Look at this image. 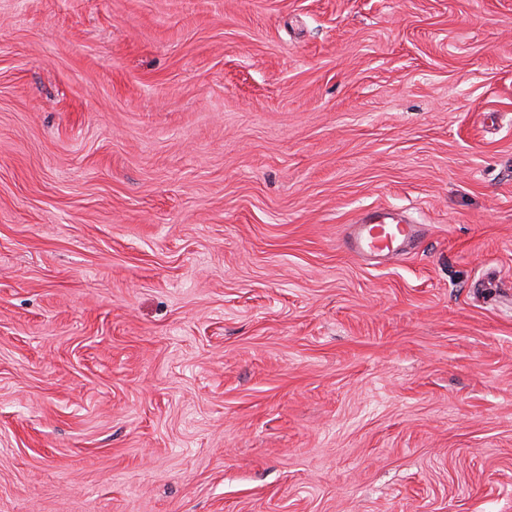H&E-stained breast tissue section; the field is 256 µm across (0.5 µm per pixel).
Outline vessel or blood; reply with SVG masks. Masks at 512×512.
Listing matches in <instances>:
<instances>
[{"instance_id":"1","label":"vessel or blood","mask_w":512,"mask_h":512,"mask_svg":"<svg viewBox=\"0 0 512 512\" xmlns=\"http://www.w3.org/2000/svg\"><path fill=\"white\" fill-rule=\"evenodd\" d=\"M420 236L418 225L403 214L372 210L348 225L342 238L344 249L360 259L396 257Z\"/></svg>"}]
</instances>
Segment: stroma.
<instances>
[{
	"instance_id": "1",
	"label": "stroma",
	"mask_w": 512,
	"mask_h": 512,
	"mask_svg": "<svg viewBox=\"0 0 512 512\" xmlns=\"http://www.w3.org/2000/svg\"><path fill=\"white\" fill-rule=\"evenodd\" d=\"M0 512H512V0H0ZM420 236L418 224L401 213L372 210L347 226L342 246L359 259L397 257Z\"/></svg>"
}]
</instances>
